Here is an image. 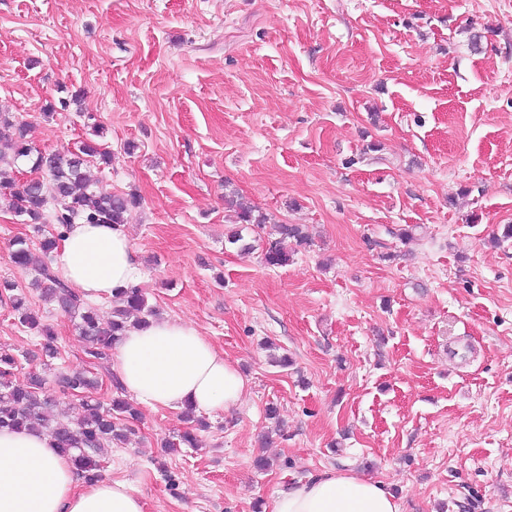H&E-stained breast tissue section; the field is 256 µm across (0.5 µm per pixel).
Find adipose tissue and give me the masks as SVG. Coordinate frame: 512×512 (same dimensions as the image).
Here are the masks:
<instances>
[{
	"mask_svg": "<svg viewBox=\"0 0 512 512\" xmlns=\"http://www.w3.org/2000/svg\"><path fill=\"white\" fill-rule=\"evenodd\" d=\"M58 276L82 297L109 298L140 280L122 226L72 225L53 257ZM112 370L144 406L221 413L237 404L245 379L184 322L159 320L130 329L115 347ZM0 512H144L127 482L89 481L48 437L0 431ZM270 512H401L385 482L333 468L279 492Z\"/></svg>",
	"mask_w": 512,
	"mask_h": 512,
	"instance_id": "obj_1",
	"label": "adipose tissue"
}]
</instances>
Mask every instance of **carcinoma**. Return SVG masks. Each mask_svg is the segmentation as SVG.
Listing matches in <instances>:
<instances>
[{
    "label": "carcinoma",
    "instance_id": "cac0c4a2",
    "mask_svg": "<svg viewBox=\"0 0 512 512\" xmlns=\"http://www.w3.org/2000/svg\"><path fill=\"white\" fill-rule=\"evenodd\" d=\"M0 125L14 129V137L0 143V195L10 198L15 216L41 231L50 202H56L53 216L55 233L44 236L39 243L40 255H35L24 238L12 243L11 259L22 268L35 267L45 300L59 306L76 320V329L85 342V354L93 362L111 358L112 349L131 326L146 325L155 315L141 288L132 286L112 298V318L103 323L95 310L62 281L52 268L53 254L69 226L84 224H122L130 207L137 204L133 195L103 193L87 174L88 158L99 157L107 164L109 152L91 142H83L76 151L40 152L26 141V128L6 115H0ZM20 161L31 163V169L47 174L42 180L17 185L13 167ZM227 208L234 213L235 223L262 230L269 223L268 215L243 197L230 193L225 196ZM307 243V235L299 224H275L263 244L266 265L281 267L291 259L292 245ZM7 299L20 324L44 337L41 344L43 362L57 357L56 339L41 324L28 306L27 297L15 292L7 281L0 283V300ZM16 364L13 354L0 351V429L17 431L42 430L48 434L61 453L70 457L74 466L89 480L101 476L99 451L114 444L129 441L135 433L131 423L140 420V412L124 395L117 377H112V396L105 404L93 396L98 380L88 371L64 375L65 387L83 395L81 413L76 421L61 419L53 414L54 400L45 395L46 379L39 373L29 377L24 387H14L6 377Z\"/></svg>",
    "mask_w": 512,
    "mask_h": 512
}]
</instances>
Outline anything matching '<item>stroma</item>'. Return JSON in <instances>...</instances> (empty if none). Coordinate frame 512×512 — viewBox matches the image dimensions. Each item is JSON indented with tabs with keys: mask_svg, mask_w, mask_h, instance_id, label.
<instances>
[{
	"mask_svg": "<svg viewBox=\"0 0 512 512\" xmlns=\"http://www.w3.org/2000/svg\"><path fill=\"white\" fill-rule=\"evenodd\" d=\"M1 112L37 150L110 151L88 169L138 198L149 305L246 380L200 449L165 452L186 424L161 406L105 449L145 512H270L329 467L390 484L401 512H512V240L491 243L512 224V0H0ZM232 189L302 225L288 265L228 243ZM18 236L39 244L1 200L0 280L59 354L43 370L0 303L11 383L44 372L73 415L59 379L90 366L108 401L110 363L12 262Z\"/></svg>",
	"mask_w": 512,
	"mask_h": 512,
	"instance_id": "stroma-1",
	"label": "stroma"
}]
</instances>
